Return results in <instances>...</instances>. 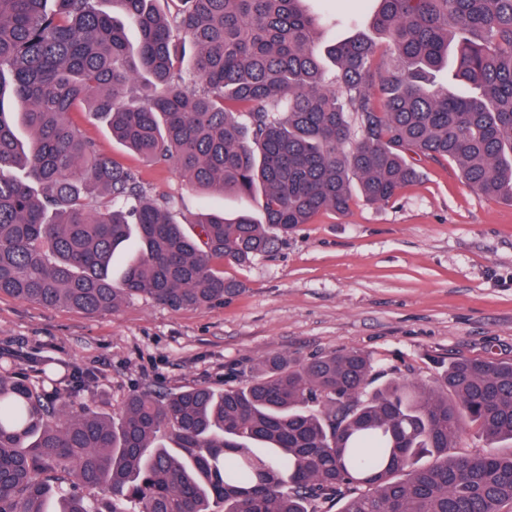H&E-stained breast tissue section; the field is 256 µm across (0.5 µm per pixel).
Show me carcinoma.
<instances>
[{
    "label": "carcinoma",
    "mask_w": 512,
    "mask_h": 512,
    "mask_svg": "<svg viewBox=\"0 0 512 512\" xmlns=\"http://www.w3.org/2000/svg\"><path fill=\"white\" fill-rule=\"evenodd\" d=\"M0 0V294L107 316L136 298L205 310L235 285L214 261L273 252L353 190L387 204L426 160L512 204V0H371L368 36L327 46L308 0ZM137 33L131 42L128 30ZM453 56L454 85L436 73ZM202 90L186 91V79ZM378 90L379 104L373 102ZM106 123L194 188L257 213L204 211L185 233L173 196L83 138ZM109 196L102 206L99 194ZM138 250L119 280L112 261ZM0 374V512H502L512 504V362L455 358L431 382L366 354L275 353L239 387L92 393ZM466 425L490 450L450 454ZM105 488L91 506L82 492Z\"/></svg>",
    "instance_id": "1"
}]
</instances>
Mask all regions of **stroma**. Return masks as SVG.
Returning a JSON list of instances; mask_svg holds the SVG:
<instances>
[{
  "mask_svg": "<svg viewBox=\"0 0 512 512\" xmlns=\"http://www.w3.org/2000/svg\"><path fill=\"white\" fill-rule=\"evenodd\" d=\"M99 150L179 201L178 222L205 209L233 215L238 196L185 185L174 164H146L105 123L77 117ZM394 203L355 198L325 211L275 252L220 268L235 282L221 304L174 311L145 299L109 316L0 295V370L33 385L92 375L100 412L137 388H225L273 353L306 359L358 350L376 368L431 379L462 356L512 359V205L472 190L456 166L426 162Z\"/></svg>",
  "mask_w": 512,
  "mask_h": 512,
  "instance_id": "35a3bbf8",
  "label": "stroma"
}]
</instances>
